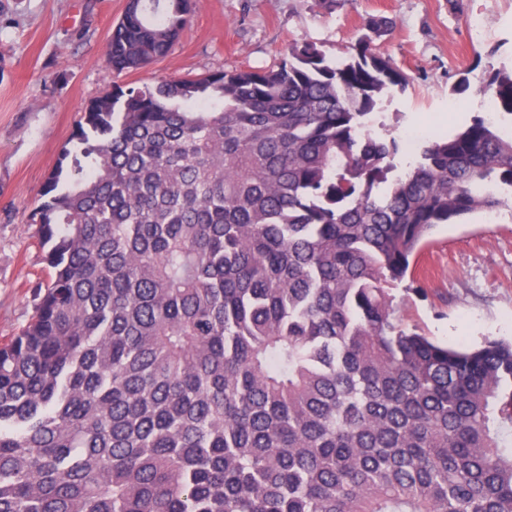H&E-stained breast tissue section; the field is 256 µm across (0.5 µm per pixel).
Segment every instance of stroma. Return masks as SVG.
Listing matches in <instances>:
<instances>
[{"label":"stroma","mask_w":512,"mask_h":512,"mask_svg":"<svg viewBox=\"0 0 512 512\" xmlns=\"http://www.w3.org/2000/svg\"><path fill=\"white\" fill-rule=\"evenodd\" d=\"M126 0H0V342L30 321L47 280L43 249L27 216L70 137L82 106L112 82L152 84L218 69L278 63L293 39L334 58L367 18L393 21L380 52L407 73L385 96L373 135L402 138L417 126L453 134L483 114L481 97L450 109V88L478 80L487 64L512 62V0H347L335 13L319 0H197L189 27L149 68L115 75L104 63ZM479 18L480 40L467 24ZM402 325L452 346L512 338V202L495 219L440 226L411 275L391 291Z\"/></svg>","instance_id":"stroma-1"}]
</instances>
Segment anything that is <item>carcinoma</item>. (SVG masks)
Listing matches in <instances>:
<instances>
[{
	"mask_svg": "<svg viewBox=\"0 0 512 512\" xmlns=\"http://www.w3.org/2000/svg\"><path fill=\"white\" fill-rule=\"evenodd\" d=\"M194 0L128 3L145 69ZM293 42L90 100L40 192L47 281L0 344V512H512V341L402 327L390 290L441 224L512 199V68L400 170L369 129L410 77Z\"/></svg>",
	"mask_w": 512,
	"mask_h": 512,
	"instance_id": "cac0c4a2",
	"label": "carcinoma"
}]
</instances>
